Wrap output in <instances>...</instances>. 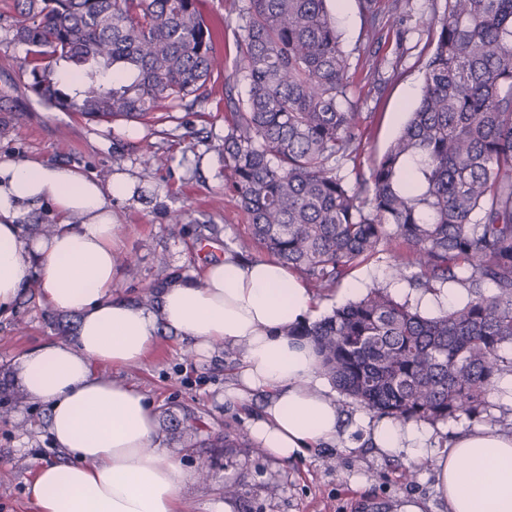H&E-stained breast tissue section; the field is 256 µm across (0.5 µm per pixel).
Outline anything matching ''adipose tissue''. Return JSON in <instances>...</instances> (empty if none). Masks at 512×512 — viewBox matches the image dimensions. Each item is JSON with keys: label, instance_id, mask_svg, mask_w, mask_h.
<instances>
[{"label": "adipose tissue", "instance_id": "adipose-tissue-1", "mask_svg": "<svg viewBox=\"0 0 512 512\" xmlns=\"http://www.w3.org/2000/svg\"><path fill=\"white\" fill-rule=\"evenodd\" d=\"M133 190L121 172L103 183L72 167L0 158V310L34 281L53 310L80 318L76 336L20 362L24 390L48 408L50 434L67 457L37 471L29 487L36 512H177L195 476L162 446L157 408L139 389L97 373L142 363L162 326L193 339L201 353L217 344L240 351L238 384L226 395L269 392L250 421L251 437L269 455L296 460L339 436L340 411L313 348L288 333L311 317L314 300L286 266L228 253L200 278L168 281L158 310L113 297L112 202ZM42 203L59 227L27 237L24 219ZM428 436L419 423L382 417L370 425L376 448L433 462L448 512H512V433L475 425L440 453L426 447Z\"/></svg>", "mask_w": 512, "mask_h": 512}]
</instances>
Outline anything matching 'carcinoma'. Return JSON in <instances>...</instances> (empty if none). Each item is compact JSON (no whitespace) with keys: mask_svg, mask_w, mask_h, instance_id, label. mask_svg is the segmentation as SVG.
<instances>
[{"mask_svg":"<svg viewBox=\"0 0 512 512\" xmlns=\"http://www.w3.org/2000/svg\"><path fill=\"white\" fill-rule=\"evenodd\" d=\"M199 0H13L14 40L32 54L27 88L50 108L145 120L208 99L217 34ZM377 0H358L369 41ZM225 88L224 185L269 255L328 288L390 241L393 275L462 306L428 317L373 287L289 331L309 339L323 377L382 417L430 425L486 411L512 375V0H446L419 101L368 171L365 117L348 102L349 54L327 0H245ZM76 71L66 92L52 75ZM492 292H486L487 288ZM447 291V296L439 298L429 293L431 296L421 302V307L426 312H436L438 315L440 312L448 311V307L459 305L467 300L466 290L458 283L448 282L442 285L436 293L442 295Z\"/></svg>","mask_w":512,"mask_h":512,"instance_id":"1","label":"carcinoma"}]
</instances>
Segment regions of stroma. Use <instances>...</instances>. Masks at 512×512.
Here are the masks:
<instances>
[{"instance_id": "1", "label": "stroma", "mask_w": 512, "mask_h": 512, "mask_svg": "<svg viewBox=\"0 0 512 512\" xmlns=\"http://www.w3.org/2000/svg\"><path fill=\"white\" fill-rule=\"evenodd\" d=\"M231 3L199 0L203 17L219 34L221 65L209 83L208 101L190 110L170 108L141 123H107L46 107L27 91L19 65L28 48L13 38L11 0H0V157L76 167L103 182L118 171L134 180L136 197L112 202L120 226L112 248L122 258L113 270L112 294L138 305L157 297L170 277L201 276L209 264L223 260L225 251L245 261L266 256L250 240L247 219L224 188V83L236 68L241 23ZM393 4L377 2L383 30L376 49L385 67L375 76L356 61L350 68L348 99L367 116L357 157L365 168L399 134L417 102L423 84L420 53L432 36L429 22L443 15L446 0H408L407 32L401 38L387 26ZM331 10L345 49L356 53L366 42L357 0H332ZM394 59L399 66L393 70L388 63ZM151 154L167 156V165L146 167ZM177 213L182 222L174 227L170 220ZM392 255V249H384L316 294L315 317L372 287L419 304L423 289L394 277ZM79 321L78 315L52 310L34 283L21 290L9 313L0 314V512H34L29 481L42 465L66 459L53 444L48 408L23 393L18 367L42 344L73 338ZM238 366L236 349L201 355L191 339L162 327L141 364L101 371L154 402L161 441L187 471L207 464L206 477L184 488L179 512H209L210 503L221 500L231 512H387L402 495L417 497L426 512H447L435 495L431 463L418 464L415 481L407 482L402 473L408 461L374 448L367 430L370 412L341 395L336 398L342 417L338 443L285 464L269 457L248 431L266 394L253 393L240 403L224 399ZM190 414L199 418L202 437L215 440V447H187L179 428ZM227 437L239 439V447H223Z\"/></svg>"}]
</instances>
